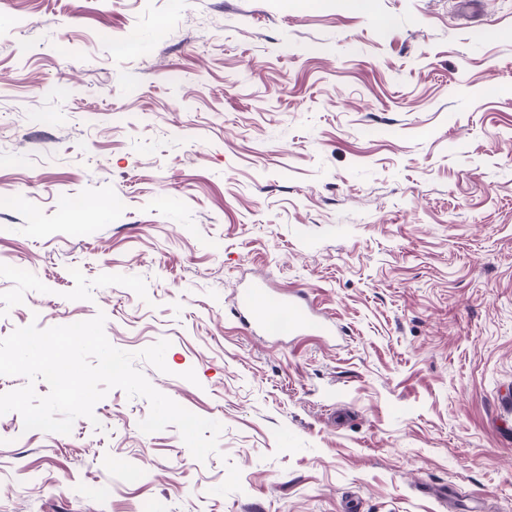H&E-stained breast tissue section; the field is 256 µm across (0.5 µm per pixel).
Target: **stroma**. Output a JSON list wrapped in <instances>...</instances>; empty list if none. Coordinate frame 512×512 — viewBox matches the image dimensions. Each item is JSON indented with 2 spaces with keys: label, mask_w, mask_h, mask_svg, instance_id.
Instances as JSON below:
<instances>
[{
  "label": "stroma",
  "mask_w": 512,
  "mask_h": 512,
  "mask_svg": "<svg viewBox=\"0 0 512 512\" xmlns=\"http://www.w3.org/2000/svg\"><path fill=\"white\" fill-rule=\"evenodd\" d=\"M100 312L219 451L10 412L0 512H512V0H0V339ZM266 290L265 285L259 283L243 290L238 297L239 315L250 329L258 330L265 336L292 335L303 331L331 332L329 326L313 318L312 310H305L290 294H281L274 306L257 311L256 299Z\"/></svg>",
  "instance_id": "35a3bbf8"
}]
</instances>
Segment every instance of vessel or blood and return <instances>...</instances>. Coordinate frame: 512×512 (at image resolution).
Segmentation results:
<instances>
[{
    "mask_svg": "<svg viewBox=\"0 0 512 512\" xmlns=\"http://www.w3.org/2000/svg\"><path fill=\"white\" fill-rule=\"evenodd\" d=\"M265 292V285L259 283L243 290L238 297V311L245 314L249 328L266 336L291 335L303 331L327 332V325L318 323L312 311L304 309L288 294L280 295L274 306L256 310L255 302Z\"/></svg>",
    "mask_w": 512,
    "mask_h": 512,
    "instance_id": "b4317fda",
    "label": "vessel or blood"
}]
</instances>
